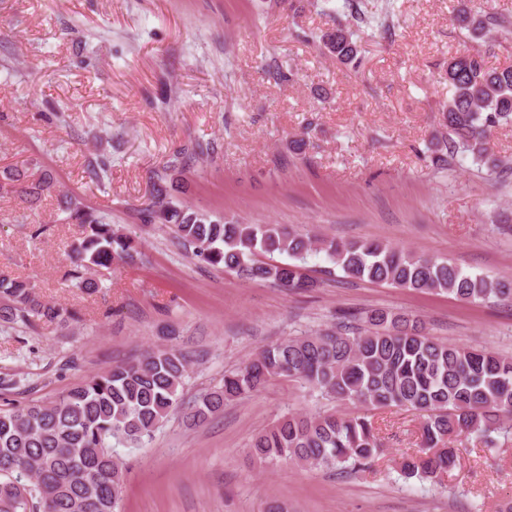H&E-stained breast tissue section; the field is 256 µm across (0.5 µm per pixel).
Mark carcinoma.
I'll return each mask as SVG.
<instances>
[{
	"mask_svg": "<svg viewBox=\"0 0 512 512\" xmlns=\"http://www.w3.org/2000/svg\"><path fill=\"white\" fill-rule=\"evenodd\" d=\"M455 19L473 38L497 23L472 13L460 0ZM355 32L338 26L321 35L330 56L343 64L357 59ZM446 135L432 144L434 161L471 158L494 171L502 161L488 147L491 132L512 123V67L492 69L479 52L448 59ZM185 164L174 158L153 185L151 205L140 211L144 224H169L179 246L199 263L222 267L246 280L288 291L313 288L296 260L322 254L345 276L417 292L446 293L467 303L512 301V279L464 272L446 258L416 254L375 240L341 241L279 224L214 222L173 197ZM24 178L17 167L0 171V194ZM55 190L45 174L26 194L39 198ZM65 221L80 228L71 246V287L98 288L91 274L118 262L132 263L135 240L112 227L91 207L65 201ZM285 255L292 262L268 264L259 254ZM76 313L41 300L29 283L0 275V329L38 321L69 323ZM356 319L367 329L341 325L310 336L267 344L242 366L224 375L188 418L195 424L224 405L257 392L270 380L288 377L338 401L366 407L405 406L425 413L419 450L403 457L408 478L432 480L455 465L458 449L445 440L475 436L486 448L495 435L512 430V355L459 347L431 336L423 321L404 313L374 309ZM190 363L173 347L155 346L139 357L98 373L58 399L0 411V512H116L123 500L126 471L109 440L138 445L180 408ZM384 443L364 416L296 413L254 435L251 454L265 463L365 470Z\"/></svg>",
	"mask_w": 512,
	"mask_h": 512,
	"instance_id": "carcinoma-1",
	"label": "carcinoma"
}]
</instances>
